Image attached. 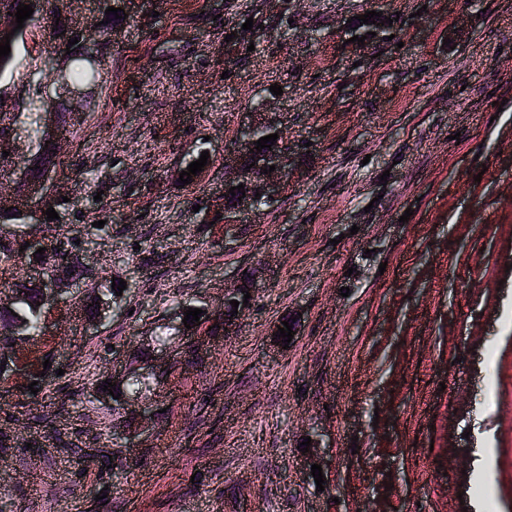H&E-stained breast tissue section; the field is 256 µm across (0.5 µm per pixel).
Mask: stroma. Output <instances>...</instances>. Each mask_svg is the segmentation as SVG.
<instances>
[{
	"instance_id": "obj_1",
	"label": "stroma",
	"mask_w": 512,
	"mask_h": 512,
	"mask_svg": "<svg viewBox=\"0 0 512 512\" xmlns=\"http://www.w3.org/2000/svg\"><path fill=\"white\" fill-rule=\"evenodd\" d=\"M377 9L392 39L350 42L344 20ZM67 65L34 17L0 75L1 189ZM262 97L288 181L228 229L224 165ZM62 147L59 218L26 230L79 266L46 382L0 379V512H463L476 421L512 512V0H157L118 30ZM247 272L228 334L224 286ZM116 277L118 312L91 323ZM290 312L282 349L267 332ZM154 364L144 401L99 398ZM313 432L320 486L301 470Z\"/></svg>"
}]
</instances>
